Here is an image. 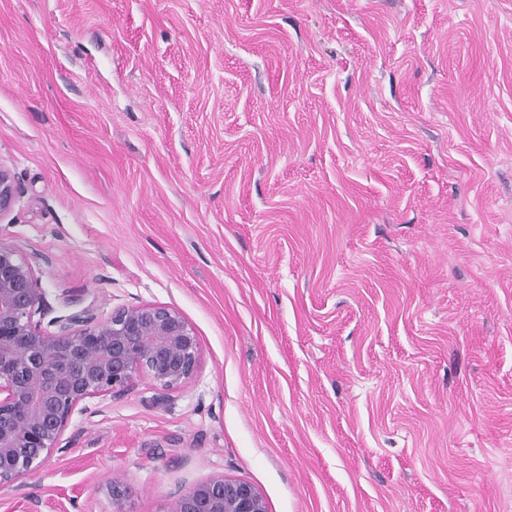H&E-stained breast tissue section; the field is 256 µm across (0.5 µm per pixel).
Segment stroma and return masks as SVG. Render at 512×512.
<instances>
[{"label":"stroma","instance_id":"stroma-1","mask_svg":"<svg viewBox=\"0 0 512 512\" xmlns=\"http://www.w3.org/2000/svg\"><path fill=\"white\" fill-rule=\"evenodd\" d=\"M0 241L199 369L89 400L0 512H512V0H0ZM20 194V187L10 169L0 164V219L12 211ZM171 512H266L260 490L252 483L212 475L181 486Z\"/></svg>","mask_w":512,"mask_h":512}]
</instances>
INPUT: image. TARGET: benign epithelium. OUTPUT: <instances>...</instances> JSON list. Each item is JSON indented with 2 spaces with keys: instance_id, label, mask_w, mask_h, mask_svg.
Returning <instances> with one entry per match:
<instances>
[{
  "instance_id": "1",
  "label": "benign epithelium",
  "mask_w": 512,
  "mask_h": 512,
  "mask_svg": "<svg viewBox=\"0 0 512 512\" xmlns=\"http://www.w3.org/2000/svg\"><path fill=\"white\" fill-rule=\"evenodd\" d=\"M20 187L0 164V217ZM38 260L0 242V487H20L50 454L75 446L65 436L77 407L93 398L121 397L148 377L164 403L198 371L200 346L176 309L151 303L123 306L101 319L90 306L44 321ZM120 506L131 488L109 485ZM171 512H266L252 483L222 474L198 479L174 494Z\"/></svg>"
}]
</instances>
